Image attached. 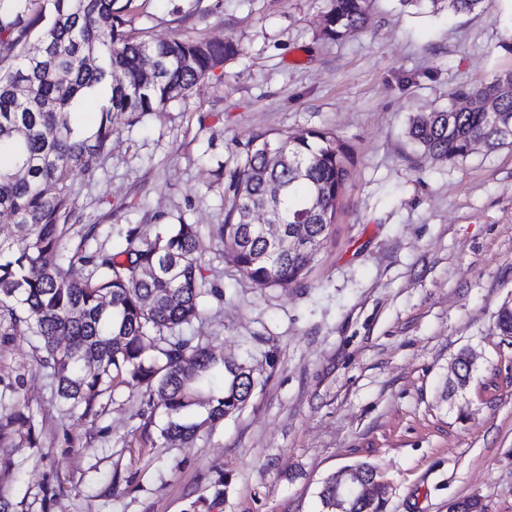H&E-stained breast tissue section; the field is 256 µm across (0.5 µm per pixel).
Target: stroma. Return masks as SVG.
Masks as SVG:
<instances>
[{"mask_svg":"<svg viewBox=\"0 0 512 512\" xmlns=\"http://www.w3.org/2000/svg\"><path fill=\"white\" fill-rule=\"evenodd\" d=\"M331 0H134L149 39L233 40L236 54L188 96L113 119L112 154L74 171L76 210L99 241L119 226L224 221L228 170L259 132L330 129L352 171L327 240L298 284L260 288L203 238L221 286L190 331L251 370L249 400L191 445L163 412L114 383L100 416L65 414L33 337L0 327V394L24 396L37 450L0 472L28 512H323L339 468L375 467L378 512H448L481 499L512 512V146L442 161L407 137L415 115L512 70V7L454 13L448 0H373L364 26L330 39ZM462 396L441 397L460 351Z\"/></svg>","mask_w":512,"mask_h":512,"instance_id":"obj_1","label":"stroma"}]
</instances>
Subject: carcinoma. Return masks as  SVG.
<instances>
[{
  "mask_svg": "<svg viewBox=\"0 0 512 512\" xmlns=\"http://www.w3.org/2000/svg\"><path fill=\"white\" fill-rule=\"evenodd\" d=\"M371 0H331L323 32L336 39L359 28ZM456 12L490 10V0H448ZM133 0H0V319L38 340L39 364L59 401L82 417L98 414L115 379L144 388L147 406L163 409L168 441L189 443L206 424L239 410L254 379L243 365L211 352L184 330L205 314L204 298H223L202 274L198 226L157 224L153 237L138 225L125 231L117 253L100 245L97 225H84L69 244L77 215L71 178L112 155V118L161 112L224 61L232 41L177 36L152 42L127 29ZM155 62L151 79L141 61ZM108 89L93 127L74 115ZM473 103L420 113L407 131L423 152L464 158L480 144L512 145V70L464 92ZM492 103L493 110L486 109ZM350 149L333 130L256 134L229 172L224 223L209 237L232 254L243 276L263 287L286 288L306 275L311 259L282 251L277 231L249 223L267 208L281 230L301 225L321 249L334 224L349 177ZM280 186L277 199L269 184ZM79 265L87 274L71 276ZM448 395L467 386L466 353ZM38 447L33 415L19 397L0 410V467L18 466L21 443Z\"/></svg>",
  "mask_w": 512,
  "mask_h": 512,
  "instance_id": "obj_1",
  "label": "carcinoma"
}]
</instances>
